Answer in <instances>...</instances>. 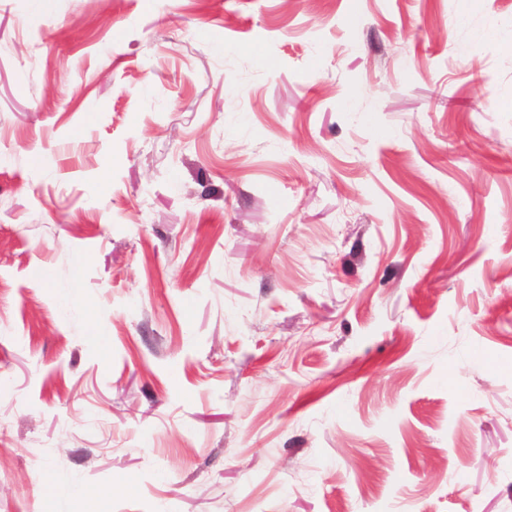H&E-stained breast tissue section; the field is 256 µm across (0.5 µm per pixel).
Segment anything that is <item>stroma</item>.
<instances>
[{
    "mask_svg": "<svg viewBox=\"0 0 512 512\" xmlns=\"http://www.w3.org/2000/svg\"><path fill=\"white\" fill-rule=\"evenodd\" d=\"M0 512H512V0H0Z\"/></svg>",
    "mask_w": 512,
    "mask_h": 512,
    "instance_id": "obj_1",
    "label": "stroma"
}]
</instances>
